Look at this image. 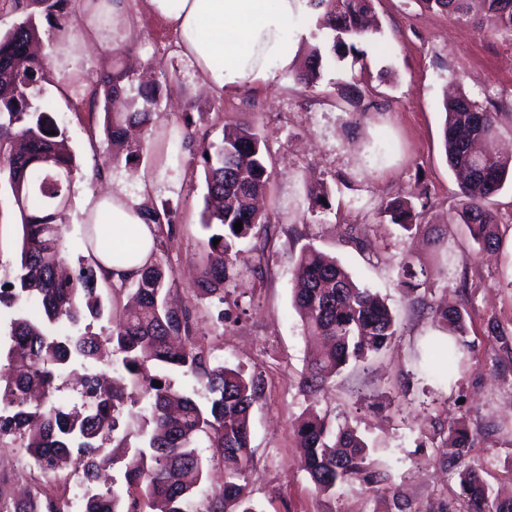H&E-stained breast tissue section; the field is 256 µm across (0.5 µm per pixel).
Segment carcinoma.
Instances as JSON below:
<instances>
[{
    "mask_svg": "<svg viewBox=\"0 0 512 512\" xmlns=\"http://www.w3.org/2000/svg\"><path fill=\"white\" fill-rule=\"evenodd\" d=\"M429 9L465 17L470 0H420ZM45 6L52 21L71 13L72 0H30ZM315 34L332 38L329 49L316 44L307 50L295 72L297 83L314 87L323 67L334 58L361 54L360 44L377 33L373 0H307ZM483 32L512 36V0H483ZM41 40L39 21L25 13L0 33V186L5 187L21 228L19 257L12 274L0 283V308L12 309L36 298L38 316L11 319L6 364L0 366V447L24 448L46 474L76 475L84 487L83 512H187L186 505L203 479L204 463L197 445L208 439L212 457L224 467V483L205 512H258L247 491L246 472L252 460L250 413L261 398L264 380L258 372L241 367L210 365L193 342L191 310L171 305L167 294L171 275L153 255L140 273L121 281L133 302L112 327L106 340L123 354V373L107 379L97 370L80 377L84 411L64 406L46 407L62 370L68 363L96 359L101 336L89 330L73 333L87 317L99 318L105 306L98 282L112 277L96 263L81 264L63 273L64 215L68 206L75 160L65 145L52 107L38 101L39 84L46 80L53 52L35 53ZM112 69L64 73L62 78L91 111L103 110L104 131L112 142L113 158L137 161L143 145L131 146L127 132L138 128L151 134L158 102L175 82L141 85L122 112L112 102L123 95L133 77L119 68L121 50L114 53ZM443 146L449 167L459 181V200L449 222L467 227L483 249L499 246L497 222L487 207L490 197L512 179V158L488 156L483 143L496 134L498 112L460 94L444 103ZM199 143L193 153L203 168L205 218L211 231L204 249L206 259L197 280L203 298L224 302L231 280V256L237 245L254 240L258 259L265 256L271 223L255 200L269 184L264 141L255 126L243 122L228 126L218 142L197 141L186 125L183 143ZM177 208L169 202L142 210L158 236L172 235ZM380 213L406 231L421 226L422 212L406 198L395 197ZM242 230L235 231V223ZM219 243H213L214 239ZM427 264L409 253L399 263L400 286L421 302L417 291L430 279ZM293 304L303 335L323 345L320 358L311 362L301 379L303 391L314 395L352 362L382 351L396 335L397 323L377 294L360 287L347 269L313 244L300 249L295 269ZM465 308L434 310L436 328L458 337L448 345V368L460 362L465 348ZM491 333L499 350L512 357V333L493 324ZM179 370L203 382L207 397L201 405L176 389L148 365ZM147 401L138 418L143 446L127 442L129 423L123 407ZM303 469L317 493L328 495L337 487L358 483L384 504L382 512H413L409 503L385 486L387 474L366 441L350 428L335 429L326 416L309 407L296 420ZM471 433L465 426L449 431L437 446L440 459L458 474L460 497L467 512H512V497L497 501L480 466L467 459ZM112 449H107V446ZM124 463L123 484L97 486L103 470ZM69 502L46 496L41 487L24 498L0 492V512H68Z\"/></svg>",
    "mask_w": 512,
    "mask_h": 512,
    "instance_id": "carcinoma-1",
    "label": "carcinoma"
}]
</instances>
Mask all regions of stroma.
<instances>
[{"label": "stroma", "instance_id": "obj_1", "mask_svg": "<svg viewBox=\"0 0 512 512\" xmlns=\"http://www.w3.org/2000/svg\"><path fill=\"white\" fill-rule=\"evenodd\" d=\"M381 32L363 43L359 58L325 67L312 88L297 84L291 70L261 86L233 94L204 87L179 37L149 14L144 0H130L136 24L138 63L160 61L177 80L155 115L154 142L139 163L113 160L100 132L101 115H90L59 82L41 84L75 156L77 171L65 229L71 265L89 263L84 220L89 202L110 192L138 200L140 183L156 179L153 205L177 207L174 234L160 257L174 278L172 297L190 305L200 347L212 364L262 373L265 390L252 409L253 461L247 485L261 512H374L372 495L358 484L318 494L301 466L294 431L297 417L317 403L334 426L358 431L386 465L388 485L423 512L440 500L457 499L459 488L437 455L434 428L465 421L491 489L512 493V364L494 368L498 352L487 328L495 321L512 331V182L490 198L500 244L479 248L461 224L449 222L458 187L442 145L444 99L458 88L478 104L500 106L496 145L512 154V37L483 33L473 20L423 8L419 0H374ZM350 86L364 93L366 109L344 103ZM197 135L218 140L224 126L252 122L261 129L273 172L266 206L275 233L268 265L254 272V253L239 254L225 303L196 295L207 233L202 227L204 176L182 144L185 122ZM325 183L332 207L314 211L307 188ZM425 189L424 223L445 235L442 257L421 238H408L379 217L378 209L399 194ZM359 227L368 246L347 241ZM313 243L335 257L363 287L377 292L397 320V334L380 354L344 369L317 396L299 382L311 349L292 300L301 247ZM431 264L425 301L411 303L399 285L406 253ZM441 303L465 306L464 363L449 369L442 350L449 337L436 329L430 309ZM225 322H217L218 310ZM0 490L16 492L36 483L53 497L72 496L74 483L43 474L16 448H0Z\"/></svg>", "mask_w": 512, "mask_h": 512}]
</instances>
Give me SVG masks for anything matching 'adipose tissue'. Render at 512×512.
Here are the masks:
<instances>
[{
  "instance_id": "obj_1",
  "label": "adipose tissue",
  "mask_w": 512,
  "mask_h": 512,
  "mask_svg": "<svg viewBox=\"0 0 512 512\" xmlns=\"http://www.w3.org/2000/svg\"><path fill=\"white\" fill-rule=\"evenodd\" d=\"M151 13L178 34L189 59L209 88L234 93L266 83L292 66L296 32L291 24L309 20L306 0H146ZM98 236L112 245L96 249L95 259L113 280L137 274L155 242L137 202L112 194L96 198L89 210ZM136 226L140 247L116 259L126 226Z\"/></svg>"
}]
</instances>
